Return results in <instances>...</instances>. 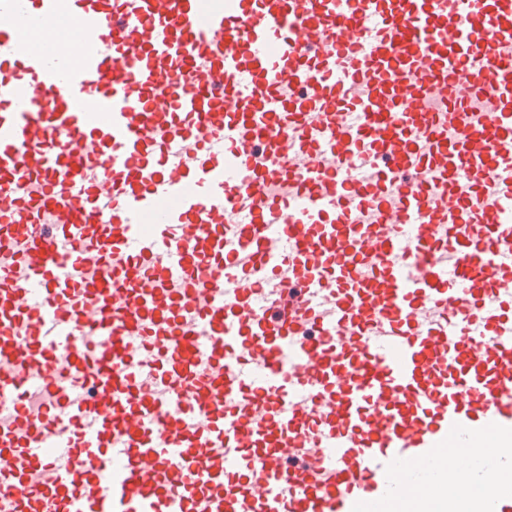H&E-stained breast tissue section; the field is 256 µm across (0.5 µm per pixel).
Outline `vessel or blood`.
Segmentation results:
<instances>
[{"label": "vessel or blood", "mask_w": 512, "mask_h": 512, "mask_svg": "<svg viewBox=\"0 0 512 512\" xmlns=\"http://www.w3.org/2000/svg\"><path fill=\"white\" fill-rule=\"evenodd\" d=\"M0 512H512V0H0Z\"/></svg>", "instance_id": "obj_1"}]
</instances>
